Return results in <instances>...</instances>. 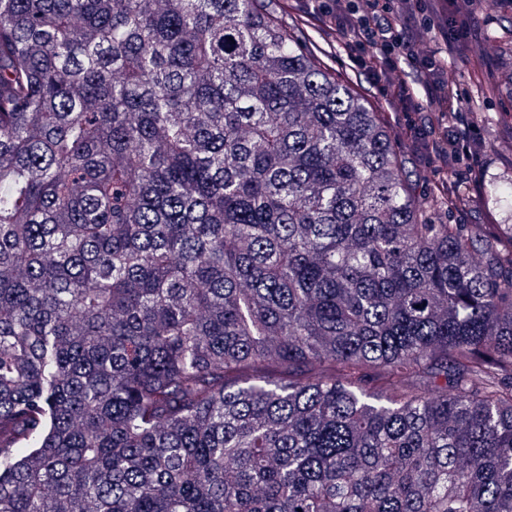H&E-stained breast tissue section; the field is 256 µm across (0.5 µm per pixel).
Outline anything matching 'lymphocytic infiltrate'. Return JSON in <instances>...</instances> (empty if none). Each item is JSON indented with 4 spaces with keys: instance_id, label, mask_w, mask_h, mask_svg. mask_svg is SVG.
<instances>
[{
    "instance_id": "f902f5d3",
    "label": "lymphocytic infiltrate",
    "mask_w": 512,
    "mask_h": 512,
    "mask_svg": "<svg viewBox=\"0 0 512 512\" xmlns=\"http://www.w3.org/2000/svg\"><path fill=\"white\" fill-rule=\"evenodd\" d=\"M288 9L320 34L335 38L340 51L355 66L382 85L394 112H430L441 119L431 128L424 150L439 170L450 162L449 135L465 139L470 129L469 102L448 75V55L466 57L479 38L474 31L469 0H288ZM443 42L447 56L424 49L418 30ZM412 67L406 79L389 84L388 76L400 63ZM456 116V129L443 117Z\"/></svg>"
}]
</instances>
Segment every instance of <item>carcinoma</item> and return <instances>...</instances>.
I'll return each mask as SVG.
<instances>
[{"mask_svg":"<svg viewBox=\"0 0 512 512\" xmlns=\"http://www.w3.org/2000/svg\"><path fill=\"white\" fill-rule=\"evenodd\" d=\"M271 2L0 0V512H512V226Z\"/></svg>","mask_w":512,"mask_h":512,"instance_id":"1","label":"carcinoma"}]
</instances>
